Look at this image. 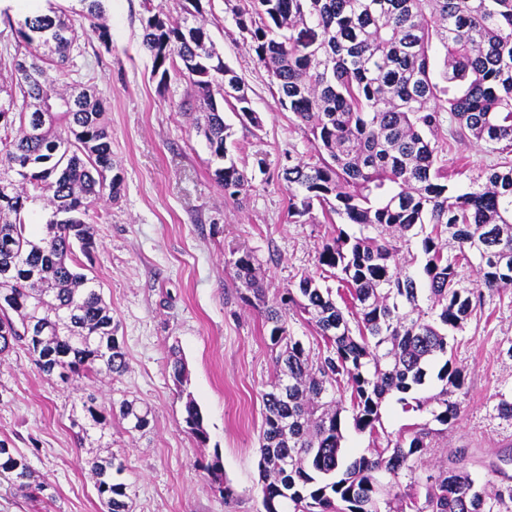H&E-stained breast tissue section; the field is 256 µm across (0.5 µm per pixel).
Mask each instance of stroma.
Instances as JSON below:
<instances>
[{
	"instance_id": "1",
	"label": "stroma",
	"mask_w": 512,
	"mask_h": 512,
	"mask_svg": "<svg viewBox=\"0 0 512 512\" xmlns=\"http://www.w3.org/2000/svg\"><path fill=\"white\" fill-rule=\"evenodd\" d=\"M238 0H210L208 30L224 60L246 85L257 127L225 110L232 150L252 183L238 198L225 196L212 176L217 163L181 103L187 86L159 90L152 60L141 47L140 0H105L103 22L111 48L92 31L79 39V63L106 103L112 162L122 178L117 199L100 201L96 247L81 262L99 282L118 323L128 362L119 376L96 384L102 405L121 399L147 403L153 413L143 432L128 433L115 419L105 433L78 438L71 426L80 394L58 376L42 373L24 345L0 357V439L23 453L47 485L48 506L0 485V512H104L90 469L93 458L114 455L124 466L132 512H263L259 437L262 395L277 377V346L259 311L241 299L231 265L247 251L268 299L278 300L305 274L333 287L317 262L336 234L324 218L290 222V191L280 177L287 154L311 145L293 114L281 109L266 70L237 33L231 9ZM450 181L466 186L496 158L484 147L450 142ZM453 354L465 381L456 398L457 424L440 429L429 411L405 410L391 399L381 408L377 436L358 432L343 414L348 454L386 445L406 428L434 429L422 475L446 466L450 450L466 449L477 486L493 489L512 478V419L499 415L512 399V289L488 292L481 308L456 332ZM182 357L186 374L175 385L170 364ZM194 398L208 433L198 446L184 423ZM219 462L228 493L211 484L207 464Z\"/></svg>"
}]
</instances>
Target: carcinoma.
<instances>
[{
  "label": "carcinoma",
  "mask_w": 512,
  "mask_h": 512,
  "mask_svg": "<svg viewBox=\"0 0 512 512\" xmlns=\"http://www.w3.org/2000/svg\"><path fill=\"white\" fill-rule=\"evenodd\" d=\"M104 2L79 0L78 15L107 47L110 29L98 22ZM184 2L178 23L153 0H141V45L158 86L189 84L204 112L195 128L222 162L214 180L235 197L250 181L228 147L224 104L254 127L260 118L198 19L201 0ZM233 21L271 77L281 108L314 148L310 162L285 157L288 216L298 223L318 207L329 221L359 226L357 235L338 230L318 253V264L346 289L341 307L332 288L311 276L271 304L253 256L232 261L242 299L260 311L270 340L281 346L278 382L264 395V512H493L463 448L426 477L424 493L401 489L400 472L416 474L432 448L428 428L347 459L340 382L347 379L360 432H375L391 396L416 411L437 404L432 416L441 425L459 417L452 397L463 375L448 357L450 333L481 307L483 290L512 288V0H245ZM4 23L24 53L0 57L10 79L8 99L0 100V355L23 341L48 375H121L128 362L118 323L74 250L86 255L94 248L101 219L95 204L121 190L104 100L71 56L79 38L71 15L32 6L18 24L7 13ZM435 46L444 53L440 68ZM445 117L450 138L498 155L463 190L448 182L440 160L445 145L436 136ZM36 203L47 211L40 232L27 222ZM290 305L325 343L316 362L288 330ZM439 358V392L408 401ZM82 409L84 422L71 424L84 435L105 429L112 416L131 432L144 431L152 418L135 400L102 409L93 393ZM184 422L198 443L207 442L192 398ZM122 470L112 456L91 462L106 512H130L126 485L113 482ZM0 480L29 498L31 489L43 488L6 440Z\"/></svg>",
  "instance_id": "obj_1"
}]
</instances>
